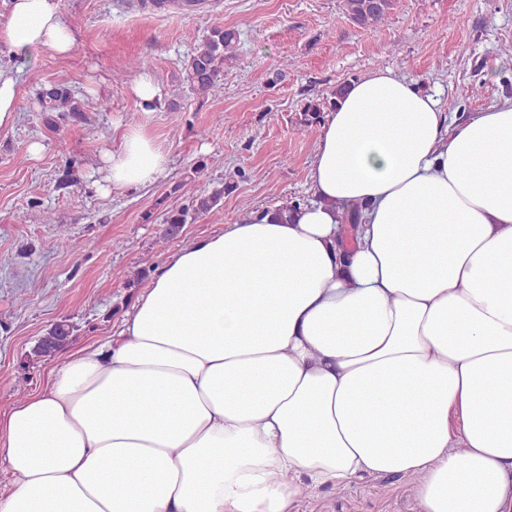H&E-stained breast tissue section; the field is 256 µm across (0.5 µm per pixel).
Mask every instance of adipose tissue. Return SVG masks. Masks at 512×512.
Masks as SVG:
<instances>
[{
  "label": "adipose tissue",
  "mask_w": 512,
  "mask_h": 512,
  "mask_svg": "<svg viewBox=\"0 0 512 512\" xmlns=\"http://www.w3.org/2000/svg\"><path fill=\"white\" fill-rule=\"evenodd\" d=\"M0 45L70 52L60 0H10ZM103 162L131 190L168 159L140 124ZM308 181L293 212L173 252L116 333L0 415V512H288L386 475L419 512H512V100L459 123L372 71Z\"/></svg>",
  "instance_id": "obj_1"
}]
</instances>
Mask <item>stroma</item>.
Masks as SVG:
<instances>
[{
  "instance_id": "stroma-1",
  "label": "stroma",
  "mask_w": 512,
  "mask_h": 512,
  "mask_svg": "<svg viewBox=\"0 0 512 512\" xmlns=\"http://www.w3.org/2000/svg\"><path fill=\"white\" fill-rule=\"evenodd\" d=\"M344 0H209L187 15L147 11L138 0H62L72 51L36 49L14 61L0 46V63L19 78L18 119L0 130V413L45 383L51 361L29 354L58 321L74 330L70 348L118 331L139 296L133 272H154L195 237L241 218V206L274 207L308 198V170L317 139L300 120L305 103L337 84L389 68L463 113L512 99V0H395L387 25L362 29ZM215 26L238 31V58L199 97L184 81L183 62ZM135 58L161 85L163 99L148 131L168 155L155 183L100 192L105 151L141 120L133 84ZM65 81L84 118L46 124L37 93ZM43 150L31 155L28 147ZM208 177L192 181L199 162ZM75 167L76 183L59 185ZM233 183L219 206L184 225L167 247L158 238L166 212L191 195ZM51 211L37 224L30 201ZM289 512H417L412 482L384 476L342 490L323 489Z\"/></svg>"
}]
</instances>
